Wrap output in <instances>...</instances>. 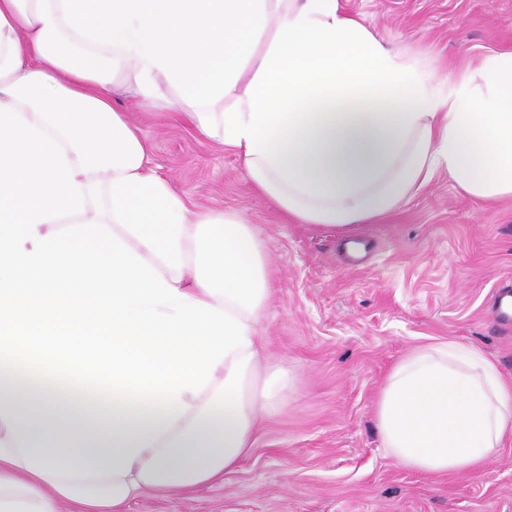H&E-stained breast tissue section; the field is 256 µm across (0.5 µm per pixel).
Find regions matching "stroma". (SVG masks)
<instances>
[{
	"instance_id": "obj_1",
	"label": "stroma",
	"mask_w": 512,
	"mask_h": 512,
	"mask_svg": "<svg viewBox=\"0 0 512 512\" xmlns=\"http://www.w3.org/2000/svg\"><path fill=\"white\" fill-rule=\"evenodd\" d=\"M388 46L444 73L512 51V0H341ZM116 105L150 146V161L191 203L254 224L272 270L261 334L293 383L250 456L188 495L145 492L128 512H512V438L476 473L430 479L387 457L376 400L391 367L417 346L454 341L512 379V326L493 314L512 283V200L479 203L439 176L354 236L288 219L245 178L231 149L200 141L164 110L127 93Z\"/></svg>"
}]
</instances>
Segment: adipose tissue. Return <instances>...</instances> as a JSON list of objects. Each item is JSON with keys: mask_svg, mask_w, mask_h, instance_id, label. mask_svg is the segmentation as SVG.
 <instances>
[{"mask_svg": "<svg viewBox=\"0 0 512 512\" xmlns=\"http://www.w3.org/2000/svg\"><path fill=\"white\" fill-rule=\"evenodd\" d=\"M118 86L346 238L443 172L512 198V52L440 76L339 0H0V512H125L223 480L291 382L259 369L262 239L151 166ZM376 427L402 467L475 472L512 437V383L424 345Z\"/></svg>", "mask_w": 512, "mask_h": 512, "instance_id": "obj_1", "label": "adipose tissue"}]
</instances>
